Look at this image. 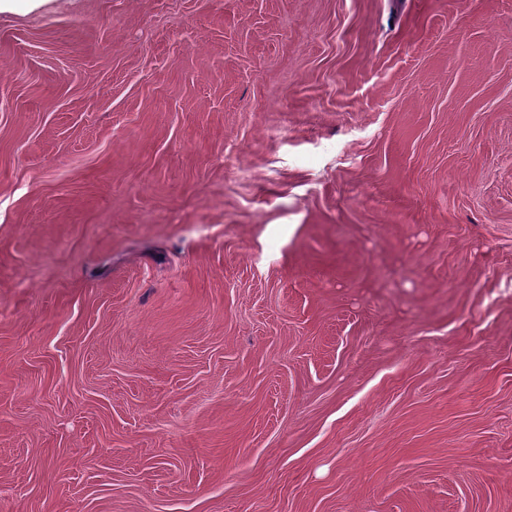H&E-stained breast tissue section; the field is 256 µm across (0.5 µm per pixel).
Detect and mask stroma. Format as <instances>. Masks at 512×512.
Segmentation results:
<instances>
[{
	"mask_svg": "<svg viewBox=\"0 0 512 512\" xmlns=\"http://www.w3.org/2000/svg\"><path fill=\"white\" fill-rule=\"evenodd\" d=\"M0 512H512V0H0Z\"/></svg>",
	"mask_w": 512,
	"mask_h": 512,
	"instance_id": "1",
	"label": "stroma"
}]
</instances>
